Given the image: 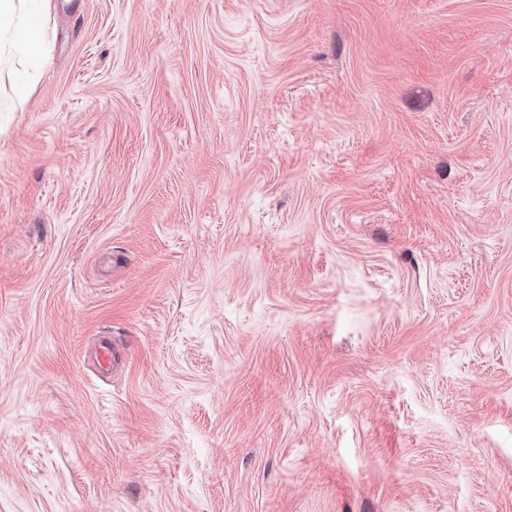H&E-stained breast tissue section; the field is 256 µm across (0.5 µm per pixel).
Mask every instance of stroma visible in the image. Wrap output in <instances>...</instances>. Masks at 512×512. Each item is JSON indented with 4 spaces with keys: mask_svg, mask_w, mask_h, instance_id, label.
<instances>
[{
    "mask_svg": "<svg viewBox=\"0 0 512 512\" xmlns=\"http://www.w3.org/2000/svg\"><path fill=\"white\" fill-rule=\"evenodd\" d=\"M54 3L0 512H512V0Z\"/></svg>",
    "mask_w": 512,
    "mask_h": 512,
    "instance_id": "35a3bbf8",
    "label": "stroma"
}]
</instances>
